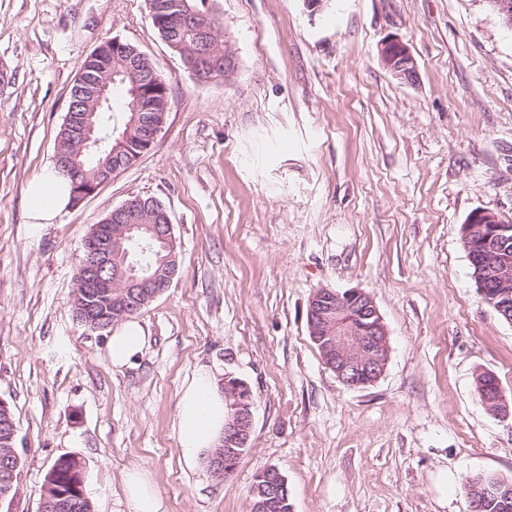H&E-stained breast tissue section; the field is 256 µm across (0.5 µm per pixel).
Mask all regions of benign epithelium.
I'll use <instances>...</instances> for the list:
<instances>
[{"instance_id":"1","label":"benign epithelium","mask_w":512,"mask_h":512,"mask_svg":"<svg viewBox=\"0 0 512 512\" xmlns=\"http://www.w3.org/2000/svg\"><path fill=\"white\" fill-rule=\"evenodd\" d=\"M152 15L157 27L167 36L165 43L180 54L185 69L192 75H198L196 58L177 41L175 34L192 22H202L210 33H216L215 21L208 11L200 10L194 0H182L178 10L163 11L154 9ZM112 49L115 54L125 57L124 70L118 72L104 69L95 79L92 99L97 104L109 102L112 83L131 82L130 91L133 101L131 111L133 121L142 119V113L153 110L155 96L166 90V83L159 76L152 60L139 50L132 49L128 43L114 38ZM379 54L387 70L398 80L413 84L417 80V62L407 45L398 37H391L380 45ZM76 153L88 154L94 158L99 178L92 182L83 180V171L76 158L60 164L58 174L72 181L74 203L81 202L96 192L104 183L110 181L118 170L112 168V156L102 151L104 139L96 132L91 116L86 114L74 120L66 116ZM121 213L127 223L119 225V235L124 238L143 228L140 224L138 202L128 199L114 208ZM468 230L463 232L467 244L468 256L478 267L485 269L487 280H479L478 287L482 295L489 293V286L497 287L494 298L512 297V251L505 248V233L512 231V219L506 220L500 215L486 210L472 212L467 220ZM85 256L80 275L79 287L97 288L103 285H115L121 288L117 306H125L128 298L137 295L141 289H152L154 295L162 294L169 285L158 281L157 275L136 274L134 265L128 263V255L112 248V238L100 235L99 226H94L85 238ZM347 305L358 310L359 320L344 321L341 306ZM308 321L315 339L323 343L328 350L336 351V360L330 368L336 378L348 387H365L375 383L384 374L389 352L388 329L375 302L362 290H349L341 295L328 289L317 291L309 301ZM224 388L236 398L237 412L233 421L228 423L224 432V448L215 456L213 475L224 477V458L235 455L233 446L250 439L253 416L249 387L241 382L231 383L224 379ZM269 491L253 506V512H276L279 501L276 496L279 477L268 479ZM75 499L67 494L57 500L42 499L40 512H68L75 508Z\"/></svg>"}]
</instances>
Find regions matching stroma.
<instances>
[{
	"label": "stroma",
	"instance_id": "obj_1",
	"mask_svg": "<svg viewBox=\"0 0 512 512\" xmlns=\"http://www.w3.org/2000/svg\"><path fill=\"white\" fill-rule=\"evenodd\" d=\"M236 59L200 81L146 0H0V399L21 464L0 512H39L46 474L82 462L92 512H127L144 467L160 512H250L277 468L291 512H470L474 476L512 480V324L477 291L460 241L476 210L512 218V29L488 0H206ZM406 42L418 79L383 65ZM168 86L153 148L54 223L26 215L53 169L70 90L110 38ZM132 196L168 211L171 286L135 316L148 343L115 369L108 333L76 318L93 224ZM321 288L370 294L388 329L384 375L350 388L307 330ZM253 396L250 445L216 479L184 461L177 404L194 371ZM379 54L387 70L398 80L414 84L417 80V62L401 38L391 37L380 45ZM483 376L480 374L478 375L476 379V390L478 393L479 398L481 401L485 404L486 402H493L496 400L498 394L501 392L499 389V386L494 383L493 380H490V385H488V381L482 380ZM480 386V384H482ZM495 407H497L496 413L499 415L502 419H506L511 416V410L508 401L505 397H500L498 400L495 401Z\"/></svg>",
	"mask_w": 512,
	"mask_h": 512
}]
</instances>
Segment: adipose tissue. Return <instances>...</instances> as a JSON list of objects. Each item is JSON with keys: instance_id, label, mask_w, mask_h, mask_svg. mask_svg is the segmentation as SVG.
<instances>
[{"instance_id": "ef3b65f1", "label": "adipose tissue", "mask_w": 512, "mask_h": 512, "mask_svg": "<svg viewBox=\"0 0 512 512\" xmlns=\"http://www.w3.org/2000/svg\"><path fill=\"white\" fill-rule=\"evenodd\" d=\"M30 216L38 224H50L69 202V187L52 173L33 182L28 194ZM146 338L137 322L126 321L108 340L113 367L131 365L143 351ZM179 445L183 458L196 462L217 448L228 423V408L210 369L199 368L183 388L178 401Z\"/></svg>"}]
</instances>
